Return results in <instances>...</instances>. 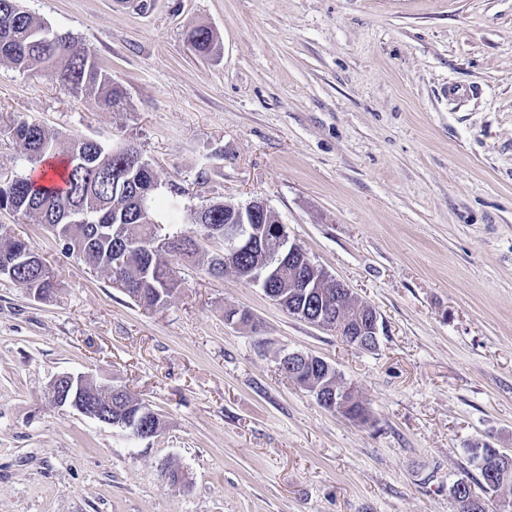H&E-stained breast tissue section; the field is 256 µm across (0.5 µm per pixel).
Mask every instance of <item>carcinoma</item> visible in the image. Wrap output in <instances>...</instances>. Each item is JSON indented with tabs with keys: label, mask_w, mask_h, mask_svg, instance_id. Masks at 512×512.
Instances as JSON below:
<instances>
[{
	"label": "carcinoma",
	"mask_w": 512,
	"mask_h": 512,
	"mask_svg": "<svg viewBox=\"0 0 512 512\" xmlns=\"http://www.w3.org/2000/svg\"><path fill=\"white\" fill-rule=\"evenodd\" d=\"M184 39L199 56L215 51V37L204 26L184 31ZM0 62L29 71L54 66L62 85L73 96L92 97L103 110L119 105L123 91L99 65L93 51L79 48L67 33H60L25 10L19 0H0ZM10 134L29 161L61 158L59 168L37 179L15 176L0 181V209L20 212L44 225L62 244V251L81 260L94 271L104 273L114 287L146 308L165 303L178 287L175 260L197 256L200 240L217 244L208 258V272L227 273L224 266V224L234 212L231 201H211L195 211L198 229L187 234L176 230L161 234L162 226L175 221L178 202L188 190L170 184L171 194L155 204L158 182L153 169L136 163L138 146L127 141L106 148L95 140L60 139L53 130L38 123L20 122ZM30 246L20 240L0 238V272L27 291H39L46 298L54 294L58 280L54 269L40 258L36 264L24 261ZM121 263H113L114 255ZM259 268L271 275L272 287L286 301L288 315L302 318L312 308L298 288L288 287V277L274 272L269 255L255 248L244 249L233 259V273L240 279ZM138 406L120 387L112 391V417ZM478 487L485 493L498 473V449H482L478 460Z\"/></svg>",
	"instance_id": "1"
}]
</instances>
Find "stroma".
Masks as SVG:
<instances>
[{
	"instance_id": "1",
	"label": "stroma",
	"mask_w": 512,
	"mask_h": 512,
	"mask_svg": "<svg viewBox=\"0 0 512 512\" xmlns=\"http://www.w3.org/2000/svg\"><path fill=\"white\" fill-rule=\"evenodd\" d=\"M22 5L93 49L125 101L106 112L54 68L0 63V171L38 170L21 121L129 140L188 189L181 227L208 200L263 201L384 329L355 350L202 254L147 309L0 210L59 282L45 301L0 279V512H456L471 442L512 454V0ZM194 25L213 56L185 42ZM451 83L477 94L448 99ZM289 352L330 362L367 421L320 406L280 370ZM62 373L125 387L158 436L56 406ZM184 39L199 56L209 57L215 51V37L213 33L204 26L187 27L184 31Z\"/></svg>"
}]
</instances>
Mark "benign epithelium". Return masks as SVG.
<instances>
[{"label": "benign epithelium", "instance_id": "1", "mask_svg": "<svg viewBox=\"0 0 512 512\" xmlns=\"http://www.w3.org/2000/svg\"><path fill=\"white\" fill-rule=\"evenodd\" d=\"M268 206L262 201H250L236 205L235 215L230 223L224 225V256L235 255L242 246H265L278 260V267L292 268L294 286L302 288L309 295L336 303V316L309 315L306 321L321 328L329 329L341 336L349 345L363 349V339L379 343V319L375 310L355 299L351 291L340 281L319 273L304 251L290 242L287 235L278 232L271 238L255 224L257 217L266 215ZM326 371L332 375L331 382L323 386L309 385V389L319 402L336 406L342 410L358 400L354 387L347 385L333 375L330 364H325ZM91 376L85 374L63 373L55 376L48 389L54 401L60 407H66L86 417H91L105 424H112V407L99 402L87 406L73 397V394L89 387Z\"/></svg>", "mask_w": 512, "mask_h": 512}]
</instances>
